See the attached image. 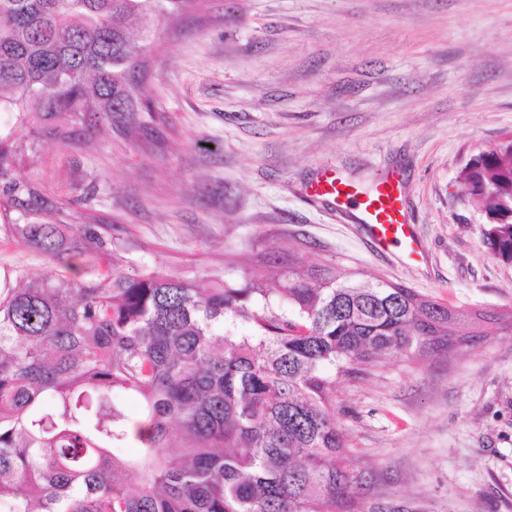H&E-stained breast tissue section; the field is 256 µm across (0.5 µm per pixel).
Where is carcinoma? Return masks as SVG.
<instances>
[{
  "label": "carcinoma",
  "mask_w": 512,
  "mask_h": 512,
  "mask_svg": "<svg viewBox=\"0 0 512 512\" xmlns=\"http://www.w3.org/2000/svg\"><path fill=\"white\" fill-rule=\"evenodd\" d=\"M201 0H0V112L25 125L98 112L166 122L141 94L162 24ZM0 136V220L46 201ZM484 245L512 263V141L464 176ZM96 224H24L51 255L107 249ZM512 331V315L445 306L329 268L271 298L266 278L199 288L122 256L0 292V512H358L331 376ZM139 400L130 432L121 401ZM140 447L126 454L130 440Z\"/></svg>",
  "instance_id": "carcinoma-1"
}]
</instances>
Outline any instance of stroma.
Segmentation results:
<instances>
[{
	"mask_svg": "<svg viewBox=\"0 0 512 512\" xmlns=\"http://www.w3.org/2000/svg\"><path fill=\"white\" fill-rule=\"evenodd\" d=\"M146 94L166 114L135 138L64 117L17 172L64 213L101 220L135 277L208 287L263 268L400 283L450 307L512 312V264L484 247L457 174L512 135V0H205L168 20ZM326 168L398 172L423 256L374 252L312 199ZM0 223V289L60 271ZM333 404L360 512H512V332L391 357L337 380Z\"/></svg>",
	"mask_w": 512,
	"mask_h": 512,
	"instance_id": "stroma-1",
	"label": "stroma"
}]
</instances>
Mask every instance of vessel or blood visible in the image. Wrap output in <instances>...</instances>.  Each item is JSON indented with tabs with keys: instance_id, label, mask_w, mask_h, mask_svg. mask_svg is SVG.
<instances>
[{
	"instance_id": "vessel-or-blood-1",
	"label": "vessel or blood",
	"mask_w": 512,
	"mask_h": 512,
	"mask_svg": "<svg viewBox=\"0 0 512 512\" xmlns=\"http://www.w3.org/2000/svg\"><path fill=\"white\" fill-rule=\"evenodd\" d=\"M309 195L329 202L361 224L374 250L398 248L410 257L420 253V243L408 224L405 188L398 175L388 174L365 187L328 170L311 185Z\"/></svg>"
}]
</instances>
